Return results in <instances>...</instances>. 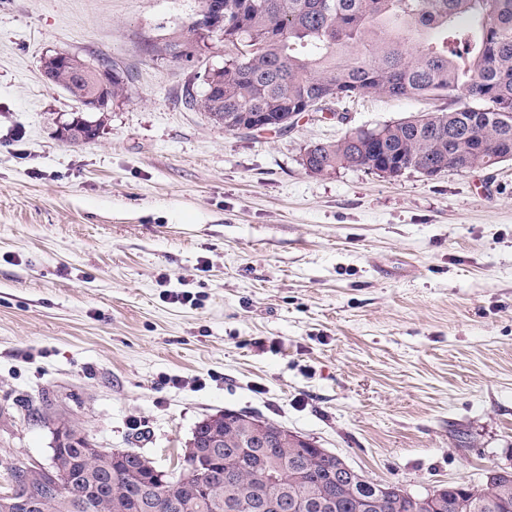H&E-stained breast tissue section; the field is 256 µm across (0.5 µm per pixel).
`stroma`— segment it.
Returning <instances> with one entry per match:
<instances>
[{"mask_svg": "<svg viewBox=\"0 0 512 512\" xmlns=\"http://www.w3.org/2000/svg\"><path fill=\"white\" fill-rule=\"evenodd\" d=\"M200 9L0 0V461L48 463L67 424L171 473L231 409L414 494L512 469V161L309 175L306 146L454 97L224 131L181 102L222 44L151 51ZM57 52L128 76L95 140L57 137L76 109L41 75Z\"/></svg>", "mask_w": 512, "mask_h": 512, "instance_id": "1", "label": "stroma"}]
</instances>
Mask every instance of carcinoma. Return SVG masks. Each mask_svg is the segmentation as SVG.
<instances>
[{"label": "carcinoma", "instance_id": "carcinoma-1", "mask_svg": "<svg viewBox=\"0 0 512 512\" xmlns=\"http://www.w3.org/2000/svg\"><path fill=\"white\" fill-rule=\"evenodd\" d=\"M224 36H171L152 45L173 57L195 41L194 53L215 39L224 64L204 72L203 92L185 88L184 104L226 132L251 123L286 132L293 112L319 111L322 100L356 96L392 99L455 95L446 112L410 116L375 128H352L333 141L309 145L304 170L327 177L341 169H395L427 176L490 169L512 160V0H224ZM43 76L79 103L112 101L126 93L119 67L73 55ZM64 142L99 134L101 119L73 112ZM226 409L198 425L178 474L154 495L160 468L142 455L90 449L76 433L56 446L53 476L30 467L18 492L37 498L36 512H419L421 495L375 482L311 442L281 439L287 428ZM286 472L288 484L271 475ZM439 512H512V471L479 485L450 483L430 491Z\"/></svg>", "mask_w": 512, "mask_h": 512}]
</instances>
